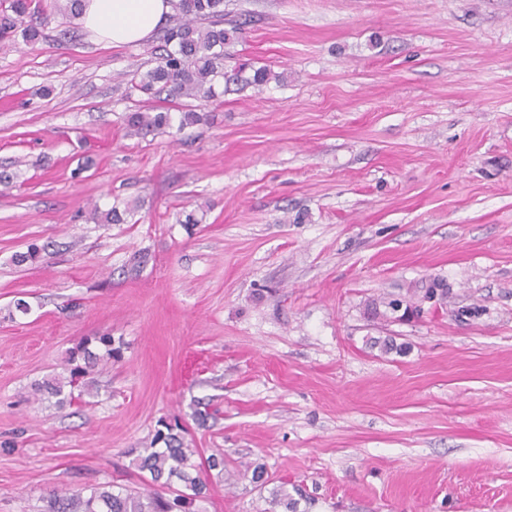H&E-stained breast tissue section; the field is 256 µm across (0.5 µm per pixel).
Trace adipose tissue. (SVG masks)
Wrapping results in <instances>:
<instances>
[{
  "label": "adipose tissue",
  "instance_id": "1",
  "mask_svg": "<svg viewBox=\"0 0 512 512\" xmlns=\"http://www.w3.org/2000/svg\"><path fill=\"white\" fill-rule=\"evenodd\" d=\"M171 0H85L81 22L103 46L147 40L172 14Z\"/></svg>",
  "mask_w": 512,
  "mask_h": 512
}]
</instances>
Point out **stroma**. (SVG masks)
<instances>
[{
    "label": "stroma",
    "mask_w": 512,
    "mask_h": 512,
    "mask_svg": "<svg viewBox=\"0 0 512 512\" xmlns=\"http://www.w3.org/2000/svg\"><path fill=\"white\" fill-rule=\"evenodd\" d=\"M33 3L0 42V512L146 488L175 420L224 454L204 512H512V0H224L223 93L137 136L181 116L128 90L158 36ZM12 16H3L0 19V40L8 39L20 29L24 40L34 41L40 36L38 25H42V17L31 12L29 0H12ZM39 18V19H38ZM155 112L153 109L132 113L128 119L130 135H137L143 129L161 130L170 124L168 111Z\"/></svg>",
    "instance_id": "obj_1"
}]
</instances>
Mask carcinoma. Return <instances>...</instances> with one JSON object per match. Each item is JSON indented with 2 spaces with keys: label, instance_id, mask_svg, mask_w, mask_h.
I'll list each match as a JSON object with an SVG mask.
<instances>
[{
  "label": "carcinoma",
  "instance_id": "1",
  "mask_svg": "<svg viewBox=\"0 0 512 512\" xmlns=\"http://www.w3.org/2000/svg\"><path fill=\"white\" fill-rule=\"evenodd\" d=\"M175 24L154 47L157 65L129 80L130 92L150 96L166 94L172 98L209 99L215 96V83L224 78V46L239 27L224 28V0H177ZM12 15L0 18V40L15 32L24 40L40 36L42 19L31 12L30 0H12ZM170 124L167 112L138 111L128 119L129 134L144 129L161 130ZM163 448H147L137 467L150 475V483L168 489L135 491L98 487L87 498L63 489L53 490L50 512H194V503L204 497L207 484L202 474L224 471V456L211 454L194 459L197 450L183 446L177 434L157 433L155 442Z\"/></svg>",
  "mask_w": 512,
  "mask_h": 512
}]
</instances>
